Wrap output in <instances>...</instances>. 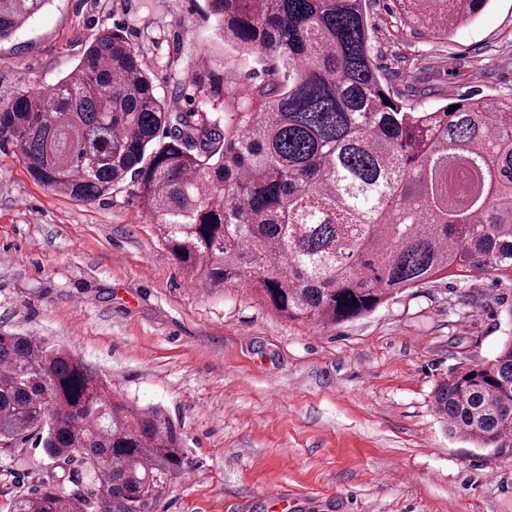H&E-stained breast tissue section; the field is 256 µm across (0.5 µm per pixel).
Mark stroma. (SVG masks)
Returning a JSON list of instances; mask_svg holds the SVG:
<instances>
[{
  "instance_id": "obj_1",
  "label": "stroma",
  "mask_w": 512,
  "mask_h": 512,
  "mask_svg": "<svg viewBox=\"0 0 512 512\" xmlns=\"http://www.w3.org/2000/svg\"><path fill=\"white\" fill-rule=\"evenodd\" d=\"M367 14L383 77L416 107L512 98V0L446 37L396 0H367ZM115 28L157 85L226 67L243 100L262 78L208 0H52L0 43V99L56 83ZM511 307L512 283L444 279L352 322H289L246 289L192 286L132 182L76 201L0 142V333L65 348L171 420L186 464L156 512H512V456L450 437L433 400L452 369L512 338ZM50 464L33 436L0 451V512Z\"/></svg>"
}]
</instances>
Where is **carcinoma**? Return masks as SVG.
Wrapping results in <instances>:
<instances>
[{"label":"carcinoma","instance_id":"cac0c4a2","mask_svg":"<svg viewBox=\"0 0 512 512\" xmlns=\"http://www.w3.org/2000/svg\"><path fill=\"white\" fill-rule=\"evenodd\" d=\"M490 0H401L437 36ZM50 0H0V43ZM224 41L263 66L242 102L194 70L175 110L136 47L106 30L52 87L0 100V141L31 176L84 202L131 179L175 263L204 288L246 284L289 322L338 325L441 279L512 283V99L418 110L384 83L366 0H208ZM457 109L450 110V107ZM448 433L512 451V338L439 382ZM46 432L47 476L10 512H153L185 465L172 422L116 401L78 358L0 334V442Z\"/></svg>","mask_w":512,"mask_h":512}]
</instances>
